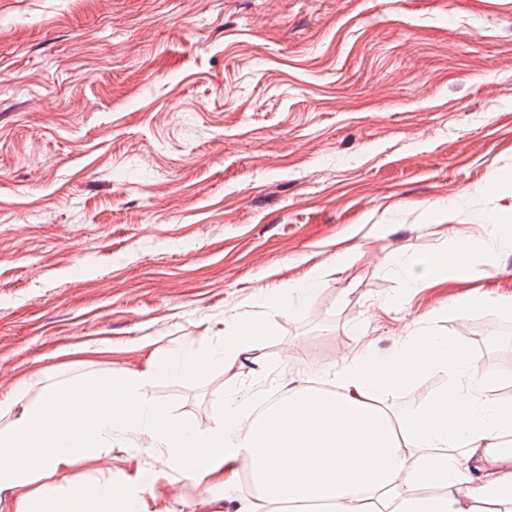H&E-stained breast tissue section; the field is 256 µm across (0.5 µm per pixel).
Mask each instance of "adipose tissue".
Segmentation results:
<instances>
[{
  "label": "adipose tissue",
  "mask_w": 512,
  "mask_h": 512,
  "mask_svg": "<svg viewBox=\"0 0 512 512\" xmlns=\"http://www.w3.org/2000/svg\"><path fill=\"white\" fill-rule=\"evenodd\" d=\"M494 188L508 201L488 220L486 238L451 225L452 249L395 265L407 288L444 277L473 279L502 252L512 251V181ZM258 322L228 323L208 351L193 345L149 360L123 387L72 378L36 404L24 403V384L0 400V512H145L143 493L156 475L128 484L96 468L116 435L134 434L145 448H163L183 477L203 486L193 512H220L210 489L233 484L249 468L264 512L283 504L326 505L328 512H512V406L500 391L503 375L480 369L455 339L401 330L391 351L361 345L335 372L336 393L308 384L289 388L280 406L252 421L241 402L225 400L221 418L206 429L173 422L147 395L164 375L190 376L230 364L256 336ZM449 376L424 406L395 411L387 397L427 372ZM426 486L441 495L423 494Z\"/></svg>",
  "instance_id": "ef3b65f1"
}]
</instances>
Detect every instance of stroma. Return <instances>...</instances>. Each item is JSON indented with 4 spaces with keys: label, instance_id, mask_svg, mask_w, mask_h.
<instances>
[{
    "label": "stroma",
    "instance_id": "1",
    "mask_svg": "<svg viewBox=\"0 0 512 512\" xmlns=\"http://www.w3.org/2000/svg\"><path fill=\"white\" fill-rule=\"evenodd\" d=\"M510 173L512 0H0V399L236 320L273 333L149 397L208 427L224 394L258 409L405 327L512 364V310L479 302L512 296V251L411 295L394 266L451 247L437 206L483 238ZM339 254L296 311L256 305ZM108 464L160 473L150 512L200 492L132 435Z\"/></svg>",
    "mask_w": 512,
    "mask_h": 512
}]
</instances>
